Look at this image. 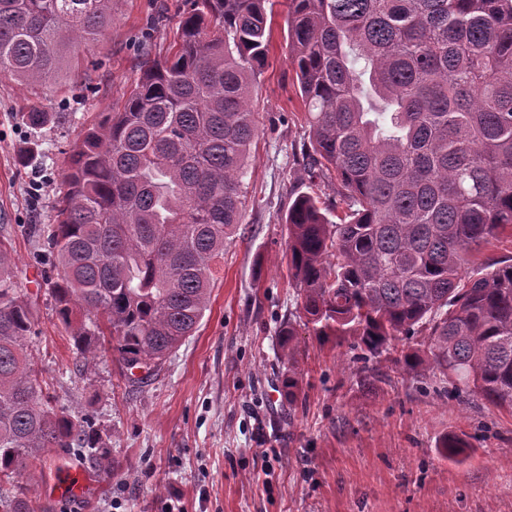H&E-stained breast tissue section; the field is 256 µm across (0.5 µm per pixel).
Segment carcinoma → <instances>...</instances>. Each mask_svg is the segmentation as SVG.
Listing matches in <instances>:
<instances>
[{
	"label": "carcinoma",
	"instance_id": "cac0c4a2",
	"mask_svg": "<svg viewBox=\"0 0 512 512\" xmlns=\"http://www.w3.org/2000/svg\"><path fill=\"white\" fill-rule=\"evenodd\" d=\"M173 52L147 60L118 112L71 150L46 280L84 359L155 371L209 309L211 263L242 223L258 132L250 92L274 0H185ZM288 59L305 109L310 181L338 182L343 216L304 192L288 207V271L313 335L406 373L430 371L512 411V263L466 272L512 229V0H288ZM112 26V0H0V75H57L77 35ZM23 121L56 119L33 108ZM0 238V512H37L16 484L47 448L112 474L92 416L52 403L29 360L33 303ZM427 331L423 348L392 340ZM288 402L293 323L279 332Z\"/></svg>",
	"mask_w": 512,
	"mask_h": 512
}]
</instances>
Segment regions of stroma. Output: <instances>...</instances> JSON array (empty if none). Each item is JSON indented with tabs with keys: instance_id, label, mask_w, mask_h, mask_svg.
Here are the masks:
<instances>
[{
	"instance_id": "1",
	"label": "stroma",
	"mask_w": 512,
	"mask_h": 512,
	"mask_svg": "<svg viewBox=\"0 0 512 512\" xmlns=\"http://www.w3.org/2000/svg\"><path fill=\"white\" fill-rule=\"evenodd\" d=\"M181 11L182 0H118L110 30L74 39L58 77H0V236L34 303L31 360L59 408L95 418L114 464L108 475L68 449L46 450L20 478L39 512H512V412L450 396L430 372L361 361L355 338L320 342L301 324L295 402L283 393L278 332L297 308L283 218L311 189L286 0L274 5L254 85L243 221L212 265L198 331L149 375L124 376L109 354L83 364L34 230L52 220L65 153L84 124L121 104L143 62L165 52ZM33 106L75 119L35 130L21 118ZM31 145L38 155L19 166ZM450 435L466 443L460 456L440 447Z\"/></svg>"
}]
</instances>
